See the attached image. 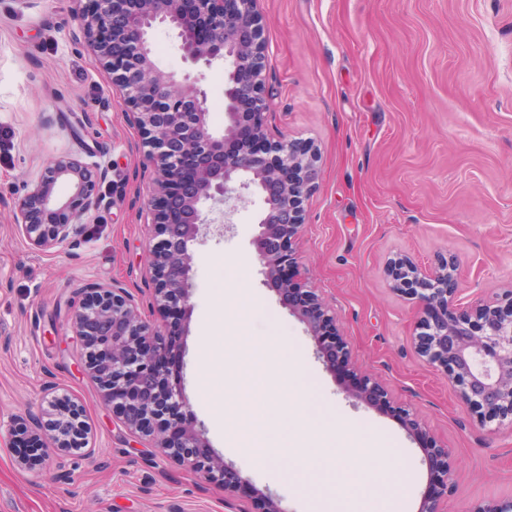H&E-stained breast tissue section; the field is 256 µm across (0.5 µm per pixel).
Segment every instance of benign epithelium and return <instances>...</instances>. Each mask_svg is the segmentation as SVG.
<instances>
[{"instance_id": "benign-epithelium-1", "label": "benign epithelium", "mask_w": 512, "mask_h": 512, "mask_svg": "<svg viewBox=\"0 0 512 512\" xmlns=\"http://www.w3.org/2000/svg\"><path fill=\"white\" fill-rule=\"evenodd\" d=\"M82 9L78 25L104 75L124 92V103L148 147L152 190L147 206L157 239L144 275L147 288L133 294L120 283L87 288L72 316L82 338L86 366L128 431L162 454L224 489L229 502L248 487L264 512H289L282 500L256 488L224 458L208 449L204 429L188 407L181 378L169 379L167 332L141 318L140 304L165 315L191 309L190 246L211 229L230 228L240 203L256 192L263 198L254 238L265 284L306 325L317 358L326 369H350L348 341L302 272L293 246L304 227V201L319 176L313 145L286 136L267 137L264 114L263 26L256 0H95ZM158 24L177 31L185 59L207 66L224 63V129H212L208 95L190 75L161 73L149 33ZM106 171L73 157L52 160L41 179L13 202L17 226L38 251L63 249L81 232ZM72 193L56 198L59 181ZM391 289L422 310L414 324L420 354L449 378L459 402L478 425L494 433L512 430V289L508 302L458 299V267L443 262L431 270L408 257L387 267ZM344 392L373 405L390 404L388 393L369 377ZM54 411L50 429L37 418L17 430L40 448L88 447L89 426L81 405L57 388H45ZM432 493L418 512H440L454 470L448 448L432 441L421 448ZM471 512H512V496L483 501Z\"/></svg>"}]
</instances>
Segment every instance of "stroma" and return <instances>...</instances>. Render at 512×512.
<instances>
[{"mask_svg": "<svg viewBox=\"0 0 512 512\" xmlns=\"http://www.w3.org/2000/svg\"><path fill=\"white\" fill-rule=\"evenodd\" d=\"M267 41L265 96L270 138L306 140L319 178L305 204L296 257L335 309L351 365L409 408L427 436L448 448L456 483L443 512H470L512 495V431L473 425L447 378L422 358L413 337L417 306L393 293L392 259L424 269L456 261L462 300L512 288V0H257ZM79 0H0V512H258L242 493L135 442L103 402L71 327L90 284L144 285L153 242L142 208L149 178L140 134L78 26ZM165 73L200 77L209 105L224 99L225 72L186 61L175 32L153 29ZM75 156L107 178L65 249L38 252L16 226L13 201L53 159ZM261 196L233 215L224 234L194 244L191 312L179 327L188 406L212 449L228 461L225 421L197 384L224 336L280 337L301 360L300 388L324 414L306 418L311 446L323 429L367 449L345 464L366 484L385 482L396 512H418L428 489L419 440L395 412L348 397L326 371L306 326L263 283L253 238ZM249 290L251 311L220 310L224 291ZM54 381L83 408L94 456L42 448L22 465L3 438L42 405ZM297 456L270 469L245 468L289 512H314L323 491L350 503L353 488L318 470L289 481Z\"/></svg>", "mask_w": 512, "mask_h": 512, "instance_id": "obj_1", "label": "stroma"}]
</instances>
